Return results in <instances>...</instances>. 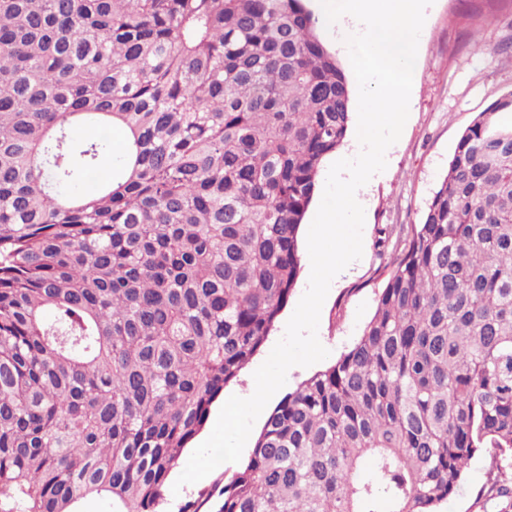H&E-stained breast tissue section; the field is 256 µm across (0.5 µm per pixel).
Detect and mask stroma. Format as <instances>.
Instances as JSON below:
<instances>
[{
  "mask_svg": "<svg viewBox=\"0 0 512 512\" xmlns=\"http://www.w3.org/2000/svg\"><path fill=\"white\" fill-rule=\"evenodd\" d=\"M512 92V0H434L426 10L413 72L409 118L387 155V168L360 192L365 209L363 255L332 282L320 313L318 338L328 349L326 361L293 367L285 391L294 390L314 372L335 362L360 338L373 316L387 274L380 267V231L389 224L419 223L438 187L457 141L477 113ZM311 263L302 256L297 285L277 317L274 330L232 388H244L253 372L282 338L285 326L305 293ZM489 459L479 452L470 460L458 493L441 512H481L489 487ZM239 469L225 463L180 492L166 491L165 512L197 503L199 512H216L211 493Z\"/></svg>",
  "mask_w": 512,
  "mask_h": 512,
  "instance_id": "obj_1",
  "label": "stroma"
}]
</instances>
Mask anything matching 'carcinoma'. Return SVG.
<instances>
[{"label":"carcinoma","mask_w":512,"mask_h":512,"mask_svg":"<svg viewBox=\"0 0 512 512\" xmlns=\"http://www.w3.org/2000/svg\"><path fill=\"white\" fill-rule=\"evenodd\" d=\"M350 114L304 0H0V512H158L288 303ZM505 114L511 92L422 222L381 230L362 336L281 400L218 512H439L484 448L512 512Z\"/></svg>","instance_id":"1"}]
</instances>
